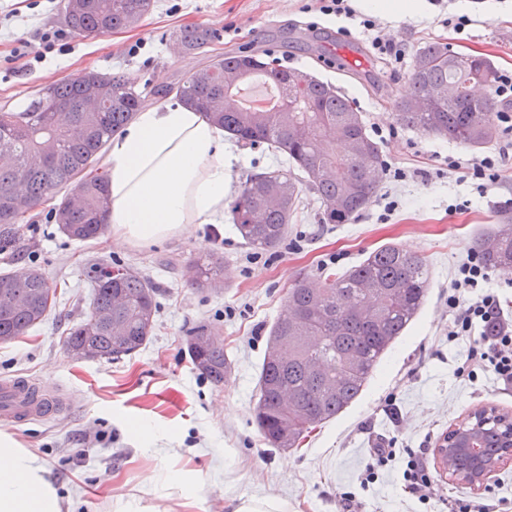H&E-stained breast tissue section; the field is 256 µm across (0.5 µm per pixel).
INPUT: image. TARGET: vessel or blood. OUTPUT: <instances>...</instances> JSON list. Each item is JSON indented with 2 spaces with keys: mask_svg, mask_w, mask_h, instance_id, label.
Instances as JSON below:
<instances>
[{
  "mask_svg": "<svg viewBox=\"0 0 512 512\" xmlns=\"http://www.w3.org/2000/svg\"><path fill=\"white\" fill-rule=\"evenodd\" d=\"M63 409L54 397L43 394L23 378L0 381V420L22 425L56 416Z\"/></svg>",
  "mask_w": 512,
  "mask_h": 512,
  "instance_id": "vessel-or-blood-1",
  "label": "vessel or blood"
}]
</instances>
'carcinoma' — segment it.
I'll return each mask as SVG.
<instances>
[{"mask_svg":"<svg viewBox=\"0 0 512 512\" xmlns=\"http://www.w3.org/2000/svg\"><path fill=\"white\" fill-rule=\"evenodd\" d=\"M154 0H65L64 20L82 38L136 26ZM217 38L203 25L186 26L176 40L186 52ZM246 65L242 55L219 56L180 80L176 96L202 112L243 145L265 143L282 159L272 171L256 172L241 187L232 209L245 245L268 251L288 238V224L306 181L323 204L320 222L348 224L372 202L383 168L382 148L366 132L361 115L337 88L307 72L255 65L276 87H288L278 105L288 120L267 112L224 109V72ZM498 69L484 55L452 51L441 42L420 47L410 71V96L397 101V124L479 149L498 137V104L485 91L495 86ZM105 90L102 111L87 112L85 87ZM452 86L455 94L433 99ZM18 112L0 113V243L18 240V221L52 194L73 183L80 194L66 196L55 210L56 224L70 240L90 241L105 234L108 197L98 155L112 136L141 108L142 95L121 75L85 70L48 85ZM434 100L418 111L414 100ZM375 157L369 169L354 146ZM475 252L492 269H512V214L498 220L475 241ZM86 275L93 283L90 313L67 331L64 347L75 359H118L146 346L158 313L156 288L138 271L95 263ZM187 284L201 292L224 290L227 275L216 252L190 264ZM430 283L425 259L387 243L359 264L339 273L326 267L318 282L303 276L288 288L283 311L269 330L258 375L254 408L264 441L279 450L296 448L317 426L358 400L376 366L420 312ZM57 288L32 268L0 275V344L16 342L39 325L56 302ZM192 364L216 387L228 382L232 361L224 339L207 325L188 340ZM509 414L490 415L480 433V450L492 459L506 454Z\"/></svg>","mask_w":512,"mask_h":512,"instance_id":"carcinoma-1","label":"carcinoma"}]
</instances>
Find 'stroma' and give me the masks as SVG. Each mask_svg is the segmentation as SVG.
I'll return each instance as SVG.
<instances>
[{"label":"stroma","mask_w":512,"mask_h":512,"mask_svg":"<svg viewBox=\"0 0 512 512\" xmlns=\"http://www.w3.org/2000/svg\"><path fill=\"white\" fill-rule=\"evenodd\" d=\"M306 0H155L138 27L86 40L67 32L61 46L45 49L43 29L65 30L63 0H0V112L24 104L45 84L94 69L120 73L145 107L164 104L161 89L173 86L210 59L229 53L259 55L337 87L360 112L384 160L401 179L381 176L377 195L355 221L324 224L310 189L274 252L244 245L232 221L198 226L195 233L162 243L126 247L106 238L84 243L59 232L54 195L19 223V244L0 251V274L37 267L57 286V303L29 335L0 344V380L32 379L71 400L64 416L15 427L0 437L38 457L55 488L61 512H228L238 496L274 497L288 512H339L342 493H355L362 512H410L396 471L373 488L358 477L367 450L396 437L401 448L435 450L448 429L481 407L512 413V389L486 377L457 376L466 342H449L448 290L473 238L496 223L512 199V155L502 179L479 193L475 179L459 180L448 160L481 158L483 152L399 126L397 100L409 92L414 54L440 41L455 51L484 54L500 71L512 72V0H467V39L449 24L457 0H426L421 17H398L357 8L374 34L403 45L397 61L379 54L372 36L341 32L345 19L304 11ZM204 25L219 34L208 48L184 54L175 33ZM229 189L238 191L252 173L276 168L265 144L225 141ZM393 242L422 255L431 271L428 300L407 334L385 356L360 398L318 427L301 447H268L253 416L257 375L268 331L287 290L299 276L318 277L321 267L342 270L379 246ZM218 251L230 271L218 295L190 288L184 264ZM91 262L143 271L158 290L159 311L151 340L115 361L74 360L64 348L67 329L83 318L92 300L85 276ZM206 324L224 339L234 373L217 387L195 370L187 352L189 331ZM153 426L143 441L135 426ZM438 502L479 497L486 490L512 499V462L472 488L450 480L444 463L430 458Z\"/></svg>","instance_id":"1"}]
</instances>
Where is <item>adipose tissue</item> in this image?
I'll return each mask as SVG.
<instances>
[{"label": "adipose tissue", "mask_w": 512, "mask_h": 512, "mask_svg": "<svg viewBox=\"0 0 512 512\" xmlns=\"http://www.w3.org/2000/svg\"><path fill=\"white\" fill-rule=\"evenodd\" d=\"M105 174L112 239L156 244L224 221V137L182 102L143 110L116 132ZM0 512H59L38 458L6 437H0Z\"/></svg>", "instance_id": "adipose-tissue-1"}]
</instances>
